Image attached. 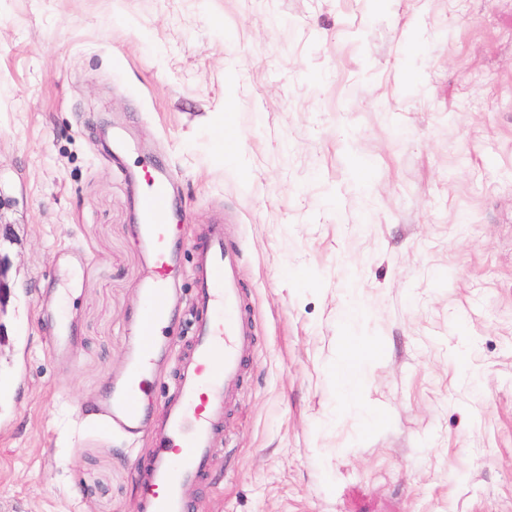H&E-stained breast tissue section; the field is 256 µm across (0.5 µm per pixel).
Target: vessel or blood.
Wrapping results in <instances>:
<instances>
[{"label": "vessel or blood", "instance_id": "1", "mask_svg": "<svg viewBox=\"0 0 512 512\" xmlns=\"http://www.w3.org/2000/svg\"><path fill=\"white\" fill-rule=\"evenodd\" d=\"M169 194V177L152 175L141 200L143 222L137 240L151 258L141 286L137 346L126 379L107 385L91 412L95 423L131 437L145 428L148 373L168 318L170 239L175 231L167 222ZM235 263L222 228L212 226L195 276L193 333L179 367L178 390L164 403V423L151 450L149 475L140 487V512H196L214 439L224 426L225 400L244 369V348L253 340L240 316ZM50 341L55 355L68 360L71 338L62 322H54Z\"/></svg>", "mask_w": 512, "mask_h": 512}]
</instances>
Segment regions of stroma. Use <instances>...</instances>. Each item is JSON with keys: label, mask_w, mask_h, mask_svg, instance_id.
Here are the masks:
<instances>
[{"label": "stroma", "mask_w": 512, "mask_h": 512, "mask_svg": "<svg viewBox=\"0 0 512 512\" xmlns=\"http://www.w3.org/2000/svg\"><path fill=\"white\" fill-rule=\"evenodd\" d=\"M156 162L157 398L209 225L254 334L197 512H512V0H0V512H137L152 436L76 410L126 367ZM55 355L61 360H68L70 357L71 336L66 326L56 320L52 326L49 336Z\"/></svg>", "instance_id": "1"}]
</instances>
